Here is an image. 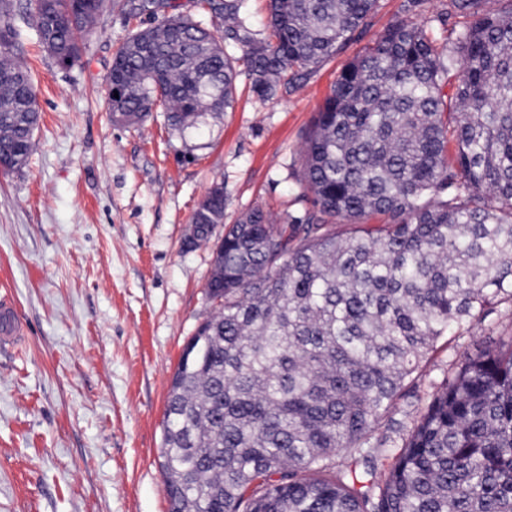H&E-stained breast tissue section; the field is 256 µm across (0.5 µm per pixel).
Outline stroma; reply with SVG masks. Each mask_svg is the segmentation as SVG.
<instances>
[{"instance_id": "obj_1", "label": "stroma", "mask_w": 512, "mask_h": 512, "mask_svg": "<svg viewBox=\"0 0 512 512\" xmlns=\"http://www.w3.org/2000/svg\"><path fill=\"white\" fill-rule=\"evenodd\" d=\"M403 3L381 0L343 52L276 100L259 99L242 73L233 111L179 132L162 111L136 128L109 117L105 77L137 20L106 8L64 67L39 44L36 0H12L41 120L28 166L0 173V299L26 325L24 339L0 346V512H168V391L212 310V247H186L191 215L218 182L225 224L257 205L277 221L304 216L305 131L342 66ZM511 339L507 303L442 338L378 435L411 425L451 365Z\"/></svg>"}]
</instances>
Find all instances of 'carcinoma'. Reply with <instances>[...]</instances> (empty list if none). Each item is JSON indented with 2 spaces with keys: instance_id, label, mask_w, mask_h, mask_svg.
<instances>
[{
  "instance_id": "1",
  "label": "carcinoma",
  "mask_w": 512,
  "mask_h": 512,
  "mask_svg": "<svg viewBox=\"0 0 512 512\" xmlns=\"http://www.w3.org/2000/svg\"><path fill=\"white\" fill-rule=\"evenodd\" d=\"M106 0H36L61 65ZM209 27L150 13L106 76L116 125L158 109L179 131L233 110L236 64L263 100L341 53L379 0H199ZM466 19L441 45L395 19L340 70L303 145L313 210L286 236L256 206L212 251L214 311L189 338L166 404L169 512H512V343L467 357L397 442L377 437L440 338L512 301V0H448ZM0 0V172L29 162L40 113ZM455 155L448 158V142ZM370 214L386 224H361ZM355 228L346 236L333 226ZM224 223V184L192 215ZM370 476L356 485L345 460Z\"/></svg>"
}]
</instances>
